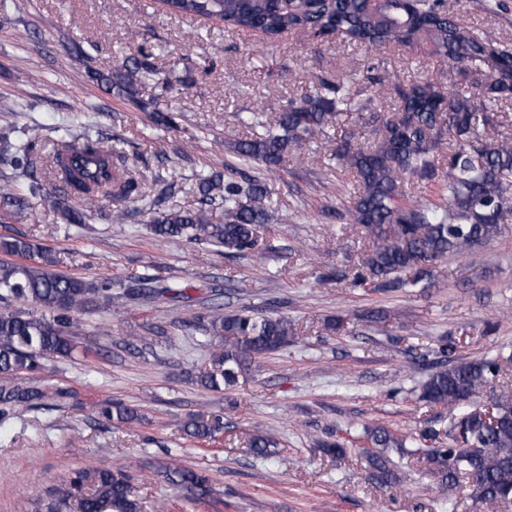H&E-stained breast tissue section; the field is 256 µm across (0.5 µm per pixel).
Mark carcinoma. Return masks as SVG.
<instances>
[{"mask_svg": "<svg viewBox=\"0 0 512 512\" xmlns=\"http://www.w3.org/2000/svg\"><path fill=\"white\" fill-rule=\"evenodd\" d=\"M165 6L176 16L216 19L235 31L259 30L275 37L307 28L320 36L339 34L370 50L406 46L426 37L448 72L470 77L476 92L465 94L453 85L444 91L429 82L388 83L374 74L371 81L378 92L397 98V112L373 117L375 139L369 146L341 129L342 115L352 111L350 91L339 81L323 79L298 100L250 114L244 123L265 129V134L236 142L233 151L245 163L261 162L271 170L281 166L288 154L302 150L314 135L341 130L334 152L336 169L353 175L356 187L338 216L373 239L363 270L354 277L357 285L376 280L380 288H414L430 277L434 263L499 235L502 221L512 214V182L506 180L512 174V133L488 136L485 130L502 126L496 108L500 101L512 99V43L468 25L448 10L446 0H383L374 10L367 0H166ZM150 58L141 50L139 56L125 59L119 86L129 91L155 75ZM44 150L45 143L36 134L19 147L8 136H0V155L13 154L17 169H27L32 156ZM114 157L101 139L67 127L53 140L45 170L61 185L52 209L66 223H85L84 213L68 204L70 198L91 204L102 193L123 202H142L148 196L144 176L119 166ZM439 176L444 180L439 201H404L405 181ZM196 189L200 205L196 210L179 209L160 218L151 207H142L154 234L164 240L207 241L226 254L250 252L261 257L259 229L279 214V203L267 183L248 178L241 184L212 172L198 177ZM37 191L33 184L5 176L0 201L7 211L19 215ZM216 203L224 211V222L212 224L201 207ZM39 251L25 238H0V253L16 257L0 262V377L5 379L0 385V422L40 406L48 397L44 389L15 384L13 378L41 369L45 361L73 356L74 337L81 333L74 313L93 303L120 308L135 298L185 297L177 285L138 288L123 280L55 273L35 261ZM16 301L29 302L33 308L15 310ZM199 330L203 345L213 336L224 338L212 355V367L200 378L202 386L215 390L233 383L247 361L280 349L295 335L288 318L258 316L247 308L235 313L216 309ZM443 352L448 364L430 375L419 398L448 409V435L463 428L461 442L446 448H410L408 443L416 438L385 426L364 425L361 438L367 445L359 453L371 468V479L384 487L399 482L391 450L431 462L448 491V512H456L460 487L478 501L512 504V390L496 386L503 373L502 360L457 357L451 342ZM488 388L493 392L494 425L470 414L475 398ZM100 413L125 423L140 420L136 407L120 401L104 403ZM182 430L190 438L214 443L223 426L218 418L197 414L186 419ZM276 447L277 440L267 432L252 434L247 441V448L261 458L276 455ZM164 476L194 501L210 493L206 477L176 463L165 468ZM74 500L82 512L141 510L131 477L110 468L85 466L72 471L58 487L51 512H68Z\"/></svg>", "mask_w": 512, "mask_h": 512, "instance_id": "1", "label": "carcinoma"}]
</instances>
